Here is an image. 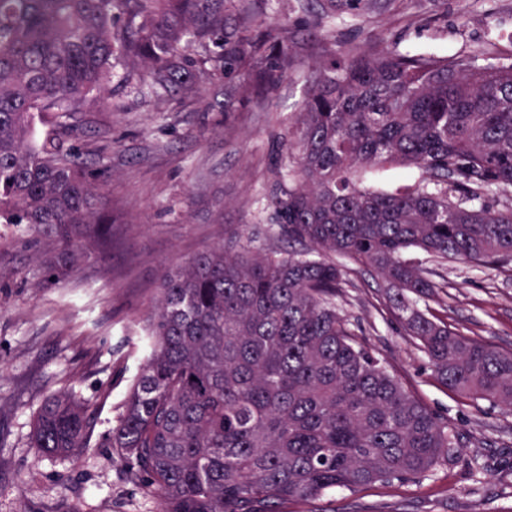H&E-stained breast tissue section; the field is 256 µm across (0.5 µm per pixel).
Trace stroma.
<instances>
[{"label":"stroma","instance_id":"obj_1","mask_svg":"<svg viewBox=\"0 0 512 512\" xmlns=\"http://www.w3.org/2000/svg\"><path fill=\"white\" fill-rule=\"evenodd\" d=\"M258 20L287 21L298 46L293 67L272 90L223 114L207 110L213 91L158 102L148 81L124 84L118 109L83 115L69 139L111 173L102 203L112 238L60 283L41 285L44 246L0 224V512H157L120 456L104 441L140 363L141 321L158 296L163 269L242 232L261 233L274 176L271 131L286 132L316 60L363 43L402 53H469L478 64L512 62V0H405L400 12L365 23L337 22L330 40H307L311 8L253 0ZM336 305L360 340L455 433L450 461L413 482L332 489L285 512H512V413L448 391L425 353L382 313L379 296L352 275ZM425 313L454 332L512 350V270L452 262L437 270ZM88 402V447L51 460L28 444L32 419L55 391Z\"/></svg>","mask_w":512,"mask_h":512}]
</instances>
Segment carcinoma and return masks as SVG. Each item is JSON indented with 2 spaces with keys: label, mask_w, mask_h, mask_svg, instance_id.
Masks as SVG:
<instances>
[{
  "label": "carcinoma",
  "mask_w": 512,
  "mask_h": 512,
  "mask_svg": "<svg viewBox=\"0 0 512 512\" xmlns=\"http://www.w3.org/2000/svg\"><path fill=\"white\" fill-rule=\"evenodd\" d=\"M317 2L312 36L325 39L336 19L364 23L399 0ZM293 51L288 25L263 26L246 0H0V224L57 245L42 265L58 281L112 231L99 208L109 170L67 136L112 106L116 66L164 103L222 84L212 107L229 112L286 77ZM272 139L269 220L296 248L266 251L245 233L163 271L103 444L159 512H281L450 459L448 422L337 308L338 256L374 276L444 387L512 410V351L417 309L437 284L408 257L512 265V63L368 45L333 55ZM386 166L417 176L392 193L364 185ZM92 432L89 405L56 392L29 445L57 458Z\"/></svg>",
  "instance_id": "cac0c4a2"
}]
</instances>
